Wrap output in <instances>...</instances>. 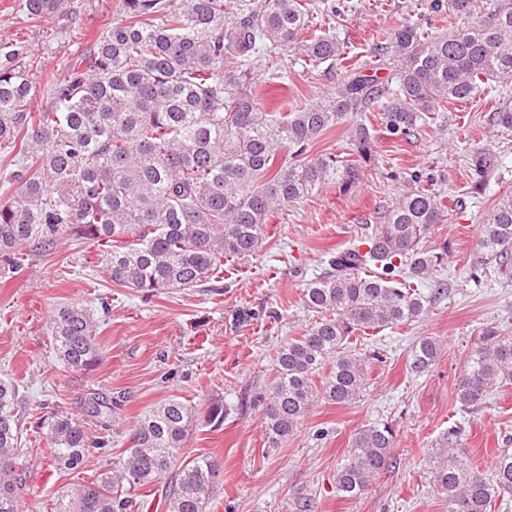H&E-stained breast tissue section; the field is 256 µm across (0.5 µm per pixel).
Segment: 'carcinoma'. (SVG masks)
<instances>
[{"mask_svg": "<svg viewBox=\"0 0 512 512\" xmlns=\"http://www.w3.org/2000/svg\"><path fill=\"white\" fill-rule=\"evenodd\" d=\"M481 0H431L433 12L470 16ZM479 20L444 34L424 32L407 19L388 30L375 53L400 62L397 87L351 75L332 94L283 116L267 112L255 90L285 80L284 61L305 67L344 55L336 30H310L313 14L336 19L345 0H116L121 19L65 65V75L37 89L19 62L20 49L0 45V257L12 269L24 255L49 251L63 235L104 248L105 277L145 297L191 288L224 265L260 250L269 217L329 184L347 194L359 187L376 156L375 130L349 123L352 158L315 156V140L362 112L378 111L387 136L415 138L425 112L485 92L512 76V0H492ZM34 18L57 12L58 0H21ZM49 101L32 109L37 93ZM497 132L512 130V100L490 113ZM493 153L472 159L471 193L480 197ZM432 179L414 173L392 205L365 228L366 249L330 255L328 269L310 281L303 302L317 314L304 332L277 352V377L262 397L265 432L275 448L297 430L316 402L360 398L381 352L357 349L350 337L420 319L445 291L436 278L448 244L424 239L447 217ZM480 250L489 273L512 274V194L484 214ZM430 280L425 296L410 280ZM55 356L73 372L100 362L96 324L80 304L55 310L48 323ZM441 354L424 337L412 369L425 372ZM512 386V335L481 328L464 360L456 398L464 409L483 405L494 390ZM18 385L0 379V512H19L27 472L18 462ZM83 418L64 414L48 424L53 464L86 466L107 440L90 421L112 426V401L92 395ZM198 420L187 400L172 397L146 410L129 429V446L106 461L96 479L61 493L52 512H131L138 491L177 467L165 495L167 512H207L221 464L191 456L184 443ZM460 431L432 461V481L448 512H495L512 493V452L499 451L491 472L455 452ZM396 433L387 423L359 429L336 470L337 491L358 498L394 459Z\"/></svg>", "mask_w": 512, "mask_h": 512, "instance_id": "1", "label": "carcinoma"}]
</instances>
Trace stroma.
Wrapping results in <instances>:
<instances>
[{"label":"stroma","mask_w":512,"mask_h":512,"mask_svg":"<svg viewBox=\"0 0 512 512\" xmlns=\"http://www.w3.org/2000/svg\"><path fill=\"white\" fill-rule=\"evenodd\" d=\"M352 2L353 11L336 27L344 59L314 69L298 64L287 86L261 85L257 95L266 110L287 112L313 95L336 91L353 71L395 87L397 63L374 52L388 28L410 17L435 34L463 24L432 12L430 0ZM66 3L74 20L58 26L28 18L18 0H0V42L21 43L37 85L63 76L65 62L86 52L112 24L115 0ZM496 104L489 92L427 113L412 143L387 139L379 113H363L377 131L378 157L360 187L346 195L333 185L286 205L270 217L258 253L246 260L225 258L211 279L193 288L143 298L106 282L96 265L97 246L69 237L51 252L25 255L16 271L0 259V377L19 385L18 461L28 475L21 512H51L62 491L95 474L93 461L72 475L50 467V449L38 427L42 415L81 417L92 392L119 404L111 432L116 454L126 448L137 417L165 398H185L202 412L223 402V424L198 421L185 442L188 453L213 456L222 465L209 512H446L427 461L449 427L460 429L461 450L473 459L486 463L499 449H512V388L475 410H462L456 400L463 360L479 330L492 323L512 332V281L482 277L480 263L482 217L512 191V131L495 138L486 124ZM485 147L496 165L476 200L470 195V162ZM414 171L431 175L445 195L448 219L434 226L426 245L452 247L438 272L446 294L419 321L370 337L383 359L374 363L360 400L318 402L288 441L269 447L261 398L275 376L277 349L315 318L302 302L306 284L323 272L330 252L359 242L365 224L391 205ZM70 303L97 312L101 361L91 372L67 370L51 349L47 322L56 308ZM426 336L439 340L442 352L428 371L418 373L411 355ZM37 403L43 406L38 416ZM379 421L396 428L395 459L367 494L342 497L336 470L357 430Z\"/></svg>","instance_id":"stroma-1"}]
</instances>
